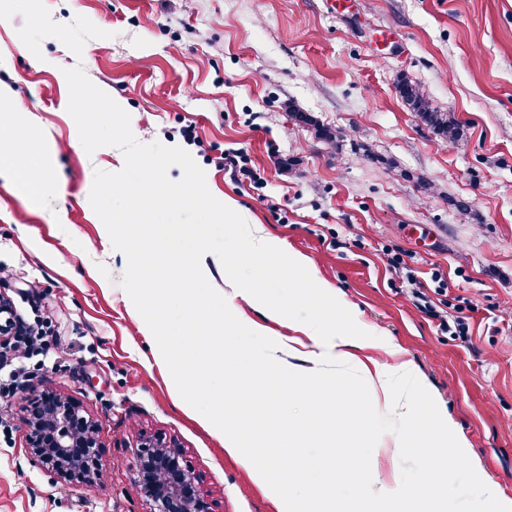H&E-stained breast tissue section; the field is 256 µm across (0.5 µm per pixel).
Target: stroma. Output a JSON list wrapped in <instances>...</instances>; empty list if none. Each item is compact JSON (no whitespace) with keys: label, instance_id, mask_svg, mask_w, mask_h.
Listing matches in <instances>:
<instances>
[{"label":"stroma","instance_id":"35a3bbf8","mask_svg":"<svg viewBox=\"0 0 512 512\" xmlns=\"http://www.w3.org/2000/svg\"><path fill=\"white\" fill-rule=\"evenodd\" d=\"M54 21L105 30L75 56L45 39L34 57L0 20V124L30 133L45 195L0 177V296L27 321L49 319L50 356L28 386L0 398V512H148L133 453L148 439L184 452L214 512H279L221 437L174 403L176 386L121 286L127 261L92 209L95 170L124 157L87 154L67 111L64 69L128 111L135 137L185 149L209 191L230 199L254 238L303 257L357 319L413 362L472 461L512 498V0H45ZM413 80L465 137L437 138L401 102ZM341 137L294 124L289 106ZM241 155L248 172L227 161ZM400 256L421 288L453 307L477 302L469 342L442 331L386 267ZM236 317L294 339L276 358L297 372L319 360L298 322L237 302ZM53 392L96 425L103 465L70 485L27 448L32 392ZM372 477L422 494L426 454L384 434Z\"/></svg>","mask_w":512,"mask_h":512}]
</instances>
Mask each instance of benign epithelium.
I'll return each instance as SVG.
<instances>
[{"mask_svg":"<svg viewBox=\"0 0 512 512\" xmlns=\"http://www.w3.org/2000/svg\"><path fill=\"white\" fill-rule=\"evenodd\" d=\"M28 448L40 463L78 483L102 466L97 456L95 426L70 401L59 397L28 421ZM136 486L149 512H211L199 489V476L181 450L160 439L140 444L134 453Z\"/></svg>","mask_w":512,"mask_h":512,"instance_id":"1","label":"benign epithelium"}]
</instances>
